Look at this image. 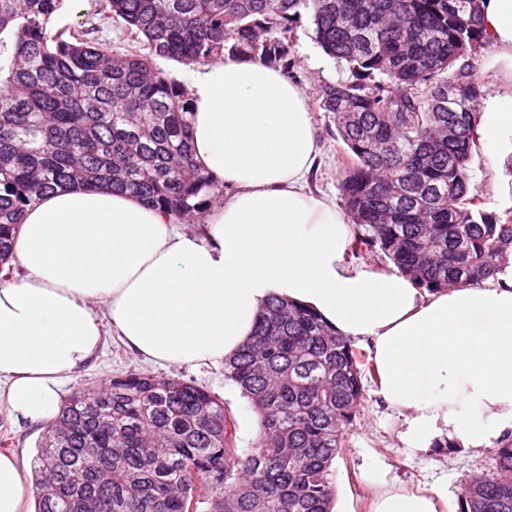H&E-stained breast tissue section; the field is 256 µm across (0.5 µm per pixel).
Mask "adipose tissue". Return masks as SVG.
<instances>
[{
  "instance_id": "obj_1",
  "label": "adipose tissue",
  "mask_w": 512,
  "mask_h": 512,
  "mask_svg": "<svg viewBox=\"0 0 512 512\" xmlns=\"http://www.w3.org/2000/svg\"><path fill=\"white\" fill-rule=\"evenodd\" d=\"M481 10L496 90L479 105L480 131L492 147L512 137V0ZM190 107L193 159L229 191L204 213L203 234L106 186L62 187L26 209L14 244L22 275L0 283V404L51 424L64 381L108 326L157 363H219L278 296L368 343L409 451L512 433V266L484 288L427 293L400 272L347 264L352 226L304 187L318 153L309 101L277 67L199 63ZM27 472L0 453V512H27ZM442 498L384 487L372 512H440Z\"/></svg>"
}]
</instances>
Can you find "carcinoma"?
Masks as SVG:
<instances>
[{
	"label": "carcinoma",
	"mask_w": 512,
	"mask_h": 512,
	"mask_svg": "<svg viewBox=\"0 0 512 512\" xmlns=\"http://www.w3.org/2000/svg\"><path fill=\"white\" fill-rule=\"evenodd\" d=\"M62 0H0V277L26 207L65 185L130 192L178 220L213 195L190 147L186 89L157 59L185 65L287 55L302 14L352 79L323 83L336 129L348 254L381 255L417 288L474 285L512 256V210L470 187L482 86L465 58L487 44L480 0H99L143 51L117 53L82 24L50 27ZM365 353L316 312L271 297L224 362L258 416L236 446L224 402L192 381L143 371L82 387L34 458L35 512H333L331 466L357 425ZM458 512H512V439Z\"/></svg>",
	"instance_id": "cac0c4a2"
}]
</instances>
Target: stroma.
Instances as JSON below:
<instances>
[{
  "label": "stroma",
  "instance_id": "obj_1",
  "mask_svg": "<svg viewBox=\"0 0 512 512\" xmlns=\"http://www.w3.org/2000/svg\"><path fill=\"white\" fill-rule=\"evenodd\" d=\"M96 9L95 0H64L52 26L57 29L74 24L79 22L81 14H89L95 23L90 39L109 41L119 52L135 48L136 43L122 21L97 15ZM283 71L303 87L312 101L317 100L323 83L350 76L344 65L319 47L312 21L306 15L294 27L288 63ZM312 117L319 156L307 188L338 205L342 202L343 165L336 152L335 127L320 110H313ZM511 157L512 148L504 146L494 154L484 146L473 158L470 182L488 211L512 208V175L505 167ZM143 370L161 371L171 377L191 380L218 395L236 422L237 447H251L257 436L258 417L239 388L225 379L224 366L220 363L163 368L134 355L112 335L106 338L104 346L89 364L69 377L62 392L67 395L74 388L87 384L105 385L113 376ZM376 390L374 380H365L360 421L333 463L334 512H369L370 502L383 483L415 492L443 491L442 512H458L465 481L492 472V448H451L446 439L441 438L433 440L426 451L406 454L400 438L405 429L404 419L381 402ZM42 434V427L15 421L7 409H0V450L14 451L23 454L27 460H34Z\"/></svg>",
  "mask_w": 512,
  "mask_h": 512
}]
</instances>
